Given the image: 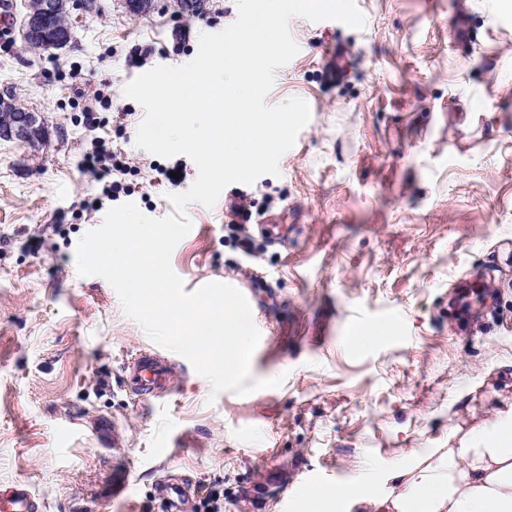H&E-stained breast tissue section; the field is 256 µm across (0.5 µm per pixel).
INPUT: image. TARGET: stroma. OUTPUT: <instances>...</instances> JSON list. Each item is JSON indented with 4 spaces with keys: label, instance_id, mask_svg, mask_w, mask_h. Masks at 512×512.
I'll return each mask as SVG.
<instances>
[{
    "label": "stroma",
    "instance_id": "obj_1",
    "mask_svg": "<svg viewBox=\"0 0 512 512\" xmlns=\"http://www.w3.org/2000/svg\"><path fill=\"white\" fill-rule=\"evenodd\" d=\"M356 2L360 30L290 20L300 51L266 102L305 100L308 124L279 176L190 205L195 232L172 253L185 292L244 291L251 376L283 379L245 396L212 394L165 348L169 385L138 396L128 364L155 344L75 262L113 203L161 218L195 180L187 156L136 146L143 109L124 88L191 61L235 0L196 17L174 0L145 17L101 0L52 57L0 35V90L48 117L39 146L0 141V491L25 483L40 512H167L155 487L182 477L193 512L215 497L223 512H307L302 493L358 474L384 496L412 449L512 406V0ZM98 141L130 169L92 210L102 184L82 160ZM239 193L247 224L230 214ZM116 470L122 499L106 492Z\"/></svg>",
    "mask_w": 512,
    "mask_h": 512
}]
</instances>
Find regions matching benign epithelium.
I'll list each match as a JSON object with an SVG mask.
<instances>
[{"instance_id":"7a95c632","label":"benign epithelium","mask_w":512,"mask_h":512,"mask_svg":"<svg viewBox=\"0 0 512 512\" xmlns=\"http://www.w3.org/2000/svg\"><path fill=\"white\" fill-rule=\"evenodd\" d=\"M95 11L94 0H24L20 35L24 46L39 53H53L74 39L71 25L62 24L51 30L47 19L64 14H87ZM47 133L43 112L17 103L12 95H0V139L34 146Z\"/></svg>"}]
</instances>
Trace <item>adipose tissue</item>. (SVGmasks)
<instances>
[{
	"mask_svg": "<svg viewBox=\"0 0 512 512\" xmlns=\"http://www.w3.org/2000/svg\"><path fill=\"white\" fill-rule=\"evenodd\" d=\"M389 477L395 487L381 499L365 494L360 477L335 494L367 512H512V407L459 446L413 449Z\"/></svg>",
	"mask_w": 512,
	"mask_h": 512,
	"instance_id": "ef3b65f1",
	"label": "adipose tissue"
}]
</instances>
